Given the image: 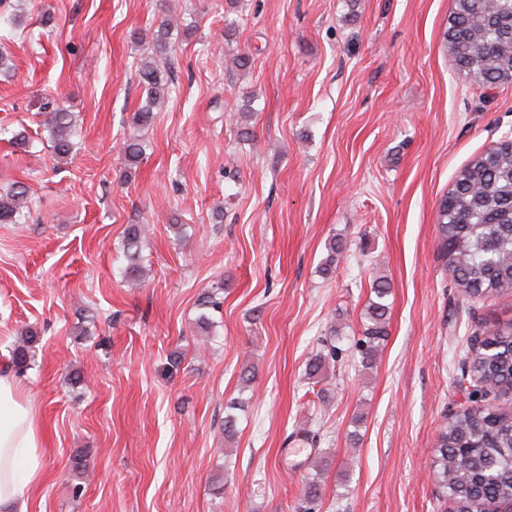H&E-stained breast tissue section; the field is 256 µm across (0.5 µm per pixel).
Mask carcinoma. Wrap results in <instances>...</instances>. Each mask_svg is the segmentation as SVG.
Here are the masks:
<instances>
[{
  "label": "carcinoma",
  "mask_w": 512,
  "mask_h": 512,
  "mask_svg": "<svg viewBox=\"0 0 512 512\" xmlns=\"http://www.w3.org/2000/svg\"><path fill=\"white\" fill-rule=\"evenodd\" d=\"M162 22L151 34L156 58L171 48L169 29ZM446 47L466 75L483 86H495L506 68H512V0H455L445 36ZM156 58L142 60L140 82L147 101L133 114L132 125L145 127L154 120L153 109L169 92L165 68ZM44 126L53 153L64 157L73 148L72 113L55 108L46 113ZM126 164L137 166L145 146L134 134L123 143ZM28 209L27 187L17 182L0 195V224H17ZM440 257L453 273L461 293L470 300L512 293V142L501 143L476 155L457 176L453 188L438 206ZM142 225L127 226L121 241L126 259L125 277H143ZM390 284L378 278L372 284L369 321L361 343L362 362L371 367L386 335ZM38 334L27 332L13 346L5 368L21 372L33 358ZM464 364L475 386L482 390L512 392V323L489 329L470 340ZM434 460L437 482L453 499L459 512H489L512 508V405L465 407L440 429Z\"/></svg>",
  "instance_id": "carcinoma-1"
}]
</instances>
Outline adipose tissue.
<instances>
[{"label":"adipose tissue","mask_w":512,"mask_h":512,"mask_svg":"<svg viewBox=\"0 0 512 512\" xmlns=\"http://www.w3.org/2000/svg\"><path fill=\"white\" fill-rule=\"evenodd\" d=\"M44 444L27 387L14 374L0 371V512H28L43 481Z\"/></svg>","instance_id":"adipose-tissue-1"}]
</instances>
